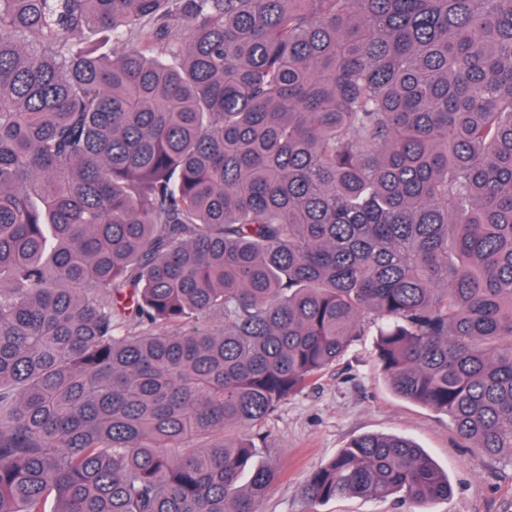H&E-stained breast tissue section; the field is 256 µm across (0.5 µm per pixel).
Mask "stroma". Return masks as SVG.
Instances as JSON below:
<instances>
[{
	"label": "stroma",
	"instance_id": "obj_1",
	"mask_svg": "<svg viewBox=\"0 0 512 512\" xmlns=\"http://www.w3.org/2000/svg\"><path fill=\"white\" fill-rule=\"evenodd\" d=\"M375 341L376 326L367 324L343 359L266 421L257 459L279 479L258 512H512V467L460 447L446 415L398 396L377 366ZM365 434L418 444L447 474L448 497L415 507L395 496L306 500L299 489L309 474Z\"/></svg>",
	"mask_w": 512,
	"mask_h": 512
}]
</instances>
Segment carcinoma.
<instances>
[{
  "label": "carcinoma",
  "instance_id": "cac0c4a2",
  "mask_svg": "<svg viewBox=\"0 0 512 512\" xmlns=\"http://www.w3.org/2000/svg\"><path fill=\"white\" fill-rule=\"evenodd\" d=\"M374 320L512 460V0H0V512H258ZM450 491L379 434L304 485Z\"/></svg>",
  "mask_w": 512,
  "mask_h": 512
}]
</instances>
